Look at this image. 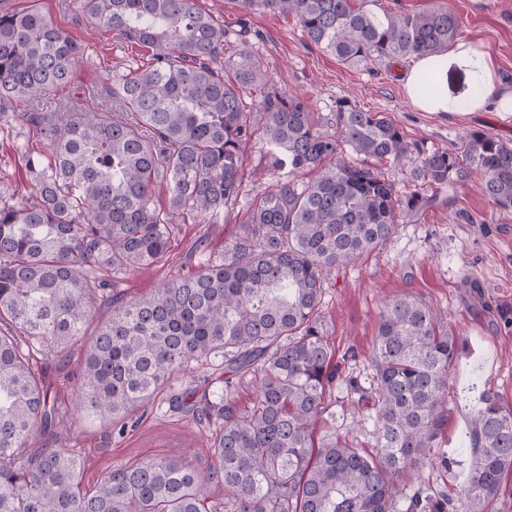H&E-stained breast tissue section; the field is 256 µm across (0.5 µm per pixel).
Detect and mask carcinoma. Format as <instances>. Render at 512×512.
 <instances>
[{"label":"carcinoma","mask_w":512,"mask_h":512,"mask_svg":"<svg viewBox=\"0 0 512 512\" xmlns=\"http://www.w3.org/2000/svg\"><path fill=\"white\" fill-rule=\"evenodd\" d=\"M376 0H227L240 14L261 7L295 18L314 45L349 64L439 56L460 36L448 8L392 14ZM98 27L152 50V65L112 84V111L77 106L24 112L49 153L25 155L35 200L0 204V321L62 353L86 344L72 408L128 420L194 360L222 359L224 386L200 407L195 392L176 409L216 427L210 462L183 458L114 465L95 490H80L81 460L56 446L50 398L16 337L0 333V512H206L208 486L224 489L222 512H450L448 496L407 495L401 474L435 455L448 419V378L462 339L426 302H386L371 358L378 451L365 456L334 436L313 434L325 397L342 378L321 315L335 271L386 245L398 217L430 199L406 195L359 156L409 158L411 178L440 188L478 171L482 193L512 207V145L469 131L458 152L413 150L381 112L336 102V131L318 128L301 97L268 87L251 52L227 53V33L198 0H78ZM80 46L50 16L0 8V115L40 103L67 85ZM259 95V111L246 98ZM265 155L288 176L257 194L248 223L224 257L163 283L148 296L112 297V319L87 332L105 283L149 269L168 253L174 224L201 221L234 203L253 116ZM306 171V182L295 174ZM168 205L154 203V186ZM263 373L257 399L239 411L237 385ZM42 435L26 462L18 453ZM463 445L471 472L463 512H488L512 472V407L479 397Z\"/></svg>","instance_id":"cac0c4a2"}]
</instances>
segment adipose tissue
Masks as SVG:
<instances>
[{
    "label": "adipose tissue",
    "mask_w": 512,
    "mask_h": 512,
    "mask_svg": "<svg viewBox=\"0 0 512 512\" xmlns=\"http://www.w3.org/2000/svg\"><path fill=\"white\" fill-rule=\"evenodd\" d=\"M432 76L438 86L436 92L426 94L421 90L425 76ZM462 76L463 87L453 89L448 84L449 76ZM494 68L487 52L470 43L461 42L441 56H424L405 69L402 74L404 91L411 103L424 112H455L460 101H467L471 110L478 111L492 106L502 115L512 114V91H498L495 98H488L487 89L494 85ZM483 88L480 96H472V88Z\"/></svg>",
    "instance_id": "1"
}]
</instances>
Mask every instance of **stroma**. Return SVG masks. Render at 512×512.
Here are the masks:
<instances>
[{"label": "stroma", "instance_id": "1", "mask_svg": "<svg viewBox=\"0 0 512 512\" xmlns=\"http://www.w3.org/2000/svg\"><path fill=\"white\" fill-rule=\"evenodd\" d=\"M0 6L39 10L82 45L84 55L71 83L52 93L53 102L76 103L91 95L104 109H111L108 89L113 79L149 63L146 48L98 31L82 16L77 0H0ZM199 6L223 22L232 49L248 50L261 61L271 86L302 97L324 122L332 121L337 100L346 99L361 109L385 113L409 144L427 152L458 150L463 134L470 130L512 144V116L415 108L399 80L401 64H346L307 40L294 18L262 11L243 18L227 0H199ZM437 7L454 11L461 22V40L488 52L502 87L512 89V0H378L376 4L377 10L399 14ZM34 142L31 125L18 113L0 117V203L33 198L35 179L23 153ZM368 165L393 183L398 193L417 189L437 202L420 214L402 215L391 242L339 269L327 285L322 312L329 341L344 357V379L327 395V410L316 434H332L375 452L372 412L361 390L369 386L373 374L369 356L380 315L389 298L422 299L441 311L465 343L448 381V422L440 438L442 450L454 463L445 469L438 459L425 460L405 472L400 482L409 494L424 489L453 498L467 478L471 460L462 438L475 401L462 399L464 388L495 391L512 406V208H501L481 194L478 172L466 182L437 188L415 185L408 160L372 159ZM244 168L235 204L210 223L178 224L168 261L144 273L103 270L100 278L129 300L168 280L191 275L204 260L223 255L225 245L241 234L255 195L278 178L257 137L245 147ZM83 355L79 343L58 355L36 346L29 363L49 394L57 420L70 424L69 434L59 444L82 458L85 489L94 488L112 465L145 458L180 457L206 468L212 428L170 408L169 397L187 387L197 397L211 396L219 388L215 359L191 362L171 386L137 411L135 423L120 434L93 418H71L70 398ZM349 376L358 379L359 391L347 390L344 380Z\"/></svg>", "mask_w": 512, "mask_h": 512}]
</instances>
